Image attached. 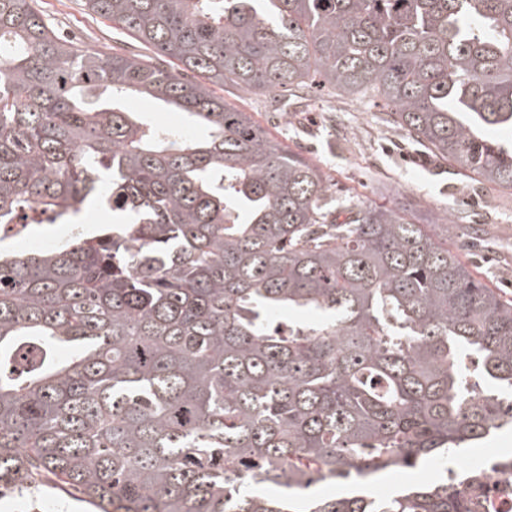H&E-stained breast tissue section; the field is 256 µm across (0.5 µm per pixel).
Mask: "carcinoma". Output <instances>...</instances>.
Here are the masks:
<instances>
[{
  "instance_id": "1",
  "label": "carcinoma",
  "mask_w": 512,
  "mask_h": 512,
  "mask_svg": "<svg viewBox=\"0 0 512 512\" xmlns=\"http://www.w3.org/2000/svg\"><path fill=\"white\" fill-rule=\"evenodd\" d=\"M83 6L173 69L0 0V226L75 225L52 251L0 250V483L45 474L99 512H467L446 478L379 500L363 484L512 427V300L448 249L451 218L337 220L321 170L211 86L379 98L512 189V143L484 137L512 132V0ZM88 203L110 221L91 238ZM279 309L301 320L276 328ZM125 108L129 112H140V114L149 121L159 124L163 128H177L187 132L185 135L200 137L203 131L190 125L187 117L179 110L169 107L165 110L156 104L143 100L141 97L130 98L125 103Z\"/></svg>"
}]
</instances>
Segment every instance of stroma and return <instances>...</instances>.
<instances>
[{
	"instance_id": "obj_1",
	"label": "stroma",
	"mask_w": 512,
	"mask_h": 512,
	"mask_svg": "<svg viewBox=\"0 0 512 512\" xmlns=\"http://www.w3.org/2000/svg\"><path fill=\"white\" fill-rule=\"evenodd\" d=\"M59 31L95 49L142 54L146 48L110 22L92 19L81 0H42ZM216 95L248 112L270 136L315 163L335 193L336 203L406 206L452 216L459 226L449 237L477 276L512 299V191L478 182L418 145L389 122L385 108L320 85L304 102L289 101L273 111L265 92L215 86ZM67 224L29 226L24 235L7 232L0 243L12 251H34L39 241L69 239ZM0 512H94L76 492H62L48 478L0 486Z\"/></svg>"
}]
</instances>
